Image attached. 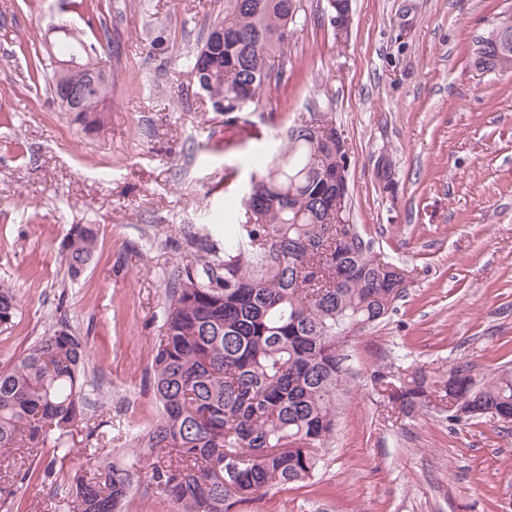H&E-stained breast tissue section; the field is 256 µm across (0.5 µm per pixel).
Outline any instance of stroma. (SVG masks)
<instances>
[{
    "label": "stroma",
    "instance_id": "35a3bbf8",
    "mask_svg": "<svg viewBox=\"0 0 512 512\" xmlns=\"http://www.w3.org/2000/svg\"><path fill=\"white\" fill-rule=\"evenodd\" d=\"M112 32L94 62L109 75L99 112L48 91L60 27L85 30L71 0H0V281L19 303L0 332L10 367L57 318L89 337V377L116 414L148 423L147 370L181 227L224 242L214 212L240 205L281 125L332 118L348 152L351 220L373 255L404 266V296L349 343L353 380L313 479L230 512H512V423L398 416L370 379L458 361L512 367V71L483 72L478 40L512 0H352L336 40L327 0H301L283 74L229 122L187 62L224 0H93ZM100 227L70 280L61 241Z\"/></svg>",
    "mask_w": 512,
    "mask_h": 512
}]
</instances>
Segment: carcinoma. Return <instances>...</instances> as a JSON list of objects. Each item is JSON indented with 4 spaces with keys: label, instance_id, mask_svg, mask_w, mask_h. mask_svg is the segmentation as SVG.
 <instances>
[{
    "label": "carcinoma",
    "instance_id": "1",
    "mask_svg": "<svg viewBox=\"0 0 512 512\" xmlns=\"http://www.w3.org/2000/svg\"><path fill=\"white\" fill-rule=\"evenodd\" d=\"M299 0H224V43L189 58L216 111L233 114L239 94L257 104L292 35ZM63 54L87 51L82 33L63 30ZM108 82L86 90L96 112ZM283 148L254 180L242 206L249 219L224 249L186 235L191 251L165 277L162 333L150 366L155 420L127 425L133 461H115L90 398L89 337L62 322L0 369V480L52 490L58 512H123L135 493L163 497L175 512H228L275 486L303 482L321 467L350 382L345 347L383 322L402 297V267L371 255L350 223L346 147L328 114L284 129ZM99 242L95 224H72L62 242L78 279ZM18 302L0 282V328ZM383 397L408 417L451 399L448 422L512 414V369L493 375L462 362L448 379L416 370L394 383L373 374ZM95 441L65 470L78 438ZM53 458L39 463L45 449Z\"/></svg>",
    "mask_w": 512,
    "mask_h": 512
}]
</instances>
